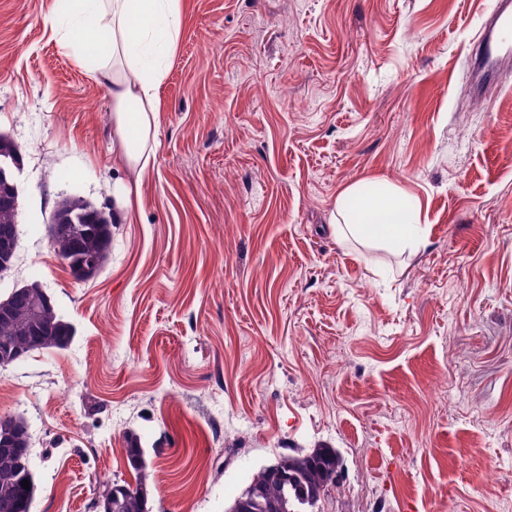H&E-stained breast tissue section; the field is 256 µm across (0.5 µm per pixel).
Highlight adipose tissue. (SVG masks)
<instances>
[{
	"instance_id": "ef3b65f1",
	"label": "adipose tissue",
	"mask_w": 512,
	"mask_h": 512,
	"mask_svg": "<svg viewBox=\"0 0 512 512\" xmlns=\"http://www.w3.org/2000/svg\"><path fill=\"white\" fill-rule=\"evenodd\" d=\"M180 0H58L52 16L63 46L93 60L96 79L112 97V148L132 170L143 172L155 137L157 88L163 64L176 45ZM337 234L365 240L405 241L418 232L417 212L396 188L369 198L358 186L337 200Z\"/></svg>"
}]
</instances>
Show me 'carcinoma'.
I'll use <instances>...</instances> for the list:
<instances>
[{"instance_id":"1","label":"carcinoma","mask_w":512,"mask_h":512,"mask_svg":"<svg viewBox=\"0 0 512 512\" xmlns=\"http://www.w3.org/2000/svg\"><path fill=\"white\" fill-rule=\"evenodd\" d=\"M57 212L68 217L66 224L48 225L50 244L69 267L75 280L93 279L110 262L112 219L102 209L79 198H62ZM20 293L10 301L13 318L0 321V348L9 345L17 350L21 361L35 351L64 350L73 341V325L58 313L55 306H45L34 316L29 304L48 297L36 282L19 287ZM127 462L136 472L135 484L124 483L126 491L112 496V512H147L148 474L144 449L139 436L130 431L124 436ZM31 448L30 426L19 415L0 416V512H30L36 492L33 470L28 460ZM275 471L260 468L250 484L263 493L264 499L286 498L302 512H315L321 501L324 482L333 472L341 471V456L334 448H309L279 457ZM29 481L24 489L21 481Z\"/></svg>"}]
</instances>
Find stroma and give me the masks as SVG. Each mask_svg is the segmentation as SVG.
Here are the masks:
<instances>
[{"label":"stroma","instance_id":"stroma-1","mask_svg":"<svg viewBox=\"0 0 512 512\" xmlns=\"http://www.w3.org/2000/svg\"><path fill=\"white\" fill-rule=\"evenodd\" d=\"M496 0H182L143 175L107 88L60 46L56 0H0V133L36 281L76 330L0 370L27 418L31 512H93L136 432L148 512H224L282 455L335 448L323 512H512V83L462 64ZM306 100L296 112L292 102ZM136 221L76 281L64 196ZM399 188L421 239L341 240L350 185Z\"/></svg>","mask_w":512,"mask_h":512}]
</instances>
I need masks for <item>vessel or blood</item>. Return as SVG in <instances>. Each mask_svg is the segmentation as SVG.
<instances>
[{
  "label": "vessel or blood",
  "mask_w": 512,
  "mask_h": 512,
  "mask_svg": "<svg viewBox=\"0 0 512 512\" xmlns=\"http://www.w3.org/2000/svg\"><path fill=\"white\" fill-rule=\"evenodd\" d=\"M512 67V0H499L482 22L464 65L468 82L482 89L502 84V73Z\"/></svg>",
  "instance_id": "vessel-or-blood-1"
}]
</instances>
